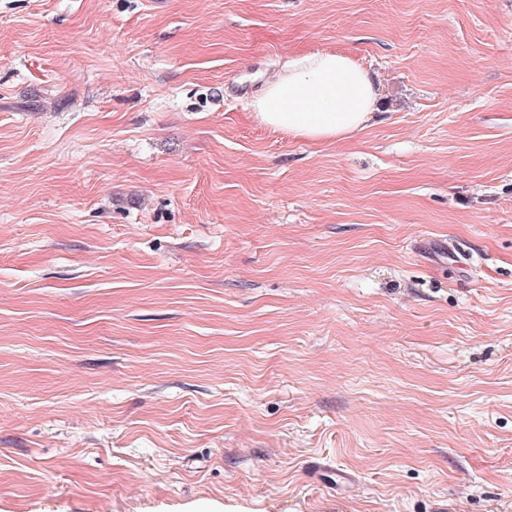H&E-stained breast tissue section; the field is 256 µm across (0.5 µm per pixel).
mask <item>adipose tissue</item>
Listing matches in <instances>:
<instances>
[{
	"instance_id": "adipose-tissue-1",
	"label": "adipose tissue",
	"mask_w": 512,
	"mask_h": 512,
	"mask_svg": "<svg viewBox=\"0 0 512 512\" xmlns=\"http://www.w3.org/2000/svg\"><path fill=\"white\" fill-rule=\"evenodd\" d=\"M380 96L370 72L348 55L315 51L289 60L266 81L252 109L265 127L320 143L364 129Z\"/></svg>"
}]
</instances>
